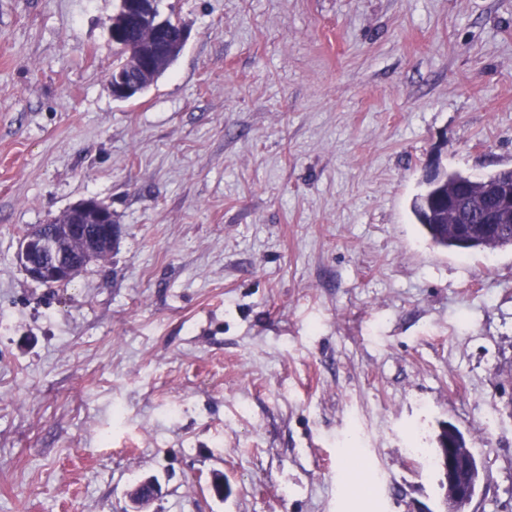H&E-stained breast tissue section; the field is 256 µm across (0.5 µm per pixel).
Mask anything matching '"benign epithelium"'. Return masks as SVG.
I'll use <instances>...</instances> for the list:
<instances>
[{"mask_svg":"<svg viewBox=\"0 0 512 512\" xmlns=\"http://www.w3.org/2000/svg\"><path fill=\"white\" fill-rule=\"evenodd\" d=\"M162 34L170 29L169 18L161 17L158 0H120L117 17L111 20L108 32L112 43L127 46L135 52L133 65L126 71L112 74V94L120 100L137 98L144 90L142 75L156 74L177 54L187 40V31L178 26L176 37L161 38L155 43L134 41L136 29ZM487 208L475 222L505 224L512 219V185L493 184L485 189ZM51 222L65 226L67 237L76 243L80 260H71L63 250L59 237L43 232V225L30 228L17 253V262L27 278L41 284L52 276L66 280L76 278L84 262L100 250L112 245L119 234V225L112 221V210L94 198L83 199ZM440 473L444 482L445 512H462L460 506L469 504L476 489L478 463L461 454L454 446L440 449Z\"/></svg>","mask_w":512,"mask_h":512,"instance_id":"7a95c632","label":"benign epithelium"}]
</instances>
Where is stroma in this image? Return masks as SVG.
<instances>
[{"instance_id": "obj_1", "label": "stroma", "mask_w": 512, "mask_h": 512, "mask_svg": "<svg viewBox=\"0 0 512 512\" xmlns=\"http://www.w3.org/2000/svg\"><path fill=\"white\" fill-rule=\"evenodd\" d=\"M118 7L0 0V512H442L445 423L512 512V248L409 209L512 167V0H160L188 39L128 101ZM90 197L108 259L28 279ZM440 175L434 180H420L418 191L411 200V212L416 223L432 244L458 252L487 251L512 247V224H506L512 218V185L493 184L485 189L487 208L474 221L478 224H498L489 228L481 236H468L461 232V226L452 211L446 210L439 217L438 206L442 196L455 193L456 199H462L467 209L468 196L484 180L511 181L512 169L504 168L482 178H472L457 171L440 169ZM50 222L66 225L67 237L77 245L70 248L77 251L65 252L58 236L44 234V224L31 227L17 253V262L27 278L41 284H49L51 276L74 280L87 261L111 246L119 234V225L112 221V210L95 198L73 204ZM57 224H48V231L55 232L59 228ZM74 254L83 262L72 261L70 257ZM109 254L110 250H102L99 260H106Z\"/></svg>"}]
</instances>
